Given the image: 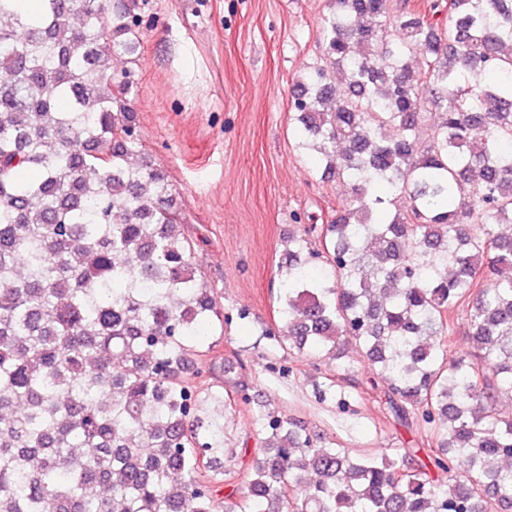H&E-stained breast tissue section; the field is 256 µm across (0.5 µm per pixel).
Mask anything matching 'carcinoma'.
I'll use <instances>...</instances> for the list:
<instances>
[{
  "mask_svg": "<svg viewBox=\"0 0 512 512\" xmlns=\"http://www.w3.org/2000/svg\"><path fill=\"white\" fill-rule=\"evenodd\" d=\"M137 10L0 0V512H512V0H330L295 132L352 201L288 239L270 369L296 352L347 373L352 338L432 448L411 467V448L355 453L254 410L240 474L202 471L224 452L202 414L226 384L251 405L249 385L193 370L230 317L140 156L136 71H112ZM315 398L345 403L341 379Z\"/></svg>",
  "mask_w": 512,
  "mask_h": 512,
  "instance_id": "cac0c4a2",
  "label": "carcinoma"
}]
</instances>
